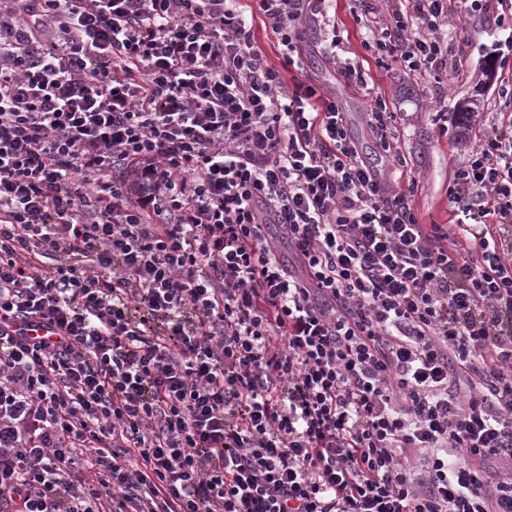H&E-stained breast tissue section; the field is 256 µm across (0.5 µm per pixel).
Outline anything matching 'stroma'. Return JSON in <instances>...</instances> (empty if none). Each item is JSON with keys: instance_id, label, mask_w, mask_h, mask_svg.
I'll list each match as a JSON object with an SVG mask.
<instances>
[{"instance_id": "stroma-1", "label": "stroma", "mask_w": 512, "mask_h": 512, "mask_svg": "<svg viewBox=\"0 0 512 512\" xmlns=\"http://www.w3.org/2000/svg\"><path fill=\"white\" fill-rule=\"evenodd\" d=\"M447 70L403 74L393 59L377 64L365 49L362 15L385 16L386 0H332L335 17L347 41L349 56L365 73V84L348 81L320 45L318 31H309L299 68L292 74L335 94L364 160L382 170L392 186L409 193L421 223L451 224L454 205L449 190L458 168L485 134L512 117V101L499 97L500 86L512 84V11L492 5L489 12L467 8L464 0H447ZM495 76L486 79V66ZM480 91L481 112L467 137L454 123L459 100ZM382 97L394 112L392 132L398 151L386 153L369 122L373 97Z\"/></svg>"}]
</instances>
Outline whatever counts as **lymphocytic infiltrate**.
<instances>
[{"instance_id":"f902f5d3","label":"lymphocytic infiltrate","mask_w":512,"mask_h":512,"mask_svg":"<svg viewBox=\"0 0 512 512\" xmlns=\"http://www.w3.org/2000/svg\"><path fill=\"white\" fill-rule=\"evenodd\" d=\"M252 2L0 11V512H512V121L420 224L245 19L291 66L326 0ZM253 31L255 35V41L261 45L266 52V58L268 62L276 67L281 68L282 55L277 53L276 38L271 33V30H265V27L261 25L260 20L255 19L253 22Z\"/></svg>"}]
</instances>
